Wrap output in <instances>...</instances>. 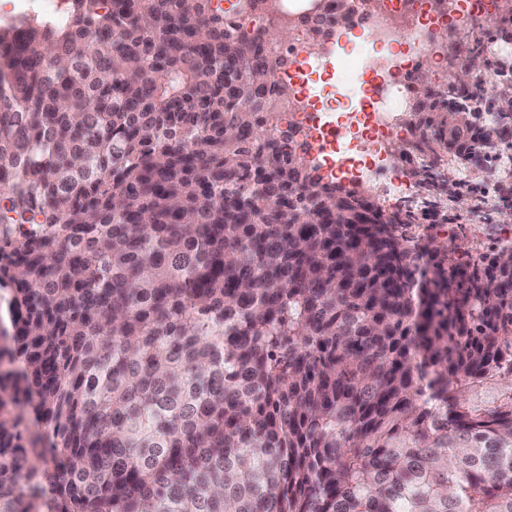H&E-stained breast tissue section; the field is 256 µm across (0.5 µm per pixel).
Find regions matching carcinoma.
Wrapping results in <instances>:
<instances>
[{
  "label": "carcinoma",
  "instance_id": "1",
  "mask_svg": "<svg viewBox=\"0 0 512 512\" xmlns=\"http://www.w3.org/2000/svg\"><path fill=\"white\" fill-rule=\"evenodd\" d=\"M180 8L0 24V512H512V257L316 188L240 86L270 30ZM420 111L512 131L454 75Z\"/></svg>",
  "mask_w": 512,
  "mask_h": 512
}]
</instances>
